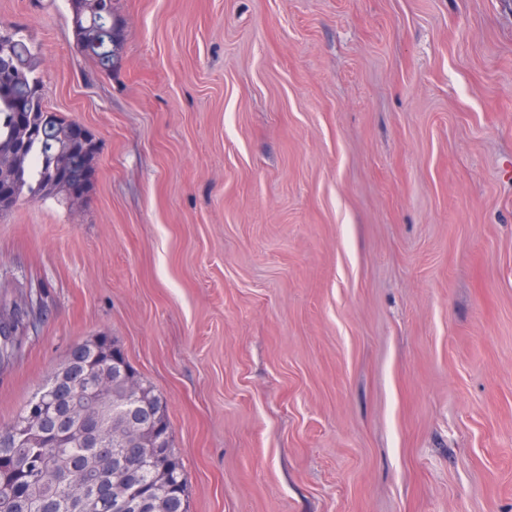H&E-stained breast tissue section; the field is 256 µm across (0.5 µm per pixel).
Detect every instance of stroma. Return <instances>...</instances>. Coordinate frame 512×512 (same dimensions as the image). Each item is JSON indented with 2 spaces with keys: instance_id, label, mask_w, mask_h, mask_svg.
I'll use <instances>...</instances> for the list:
<instances>
[{
  "instance_id": "1",
  "label": "stroma",
  "mask_w": 512,
  "mask_h": 512,
  "mask_svg": "<svg viewBox=\"0 0 512 512\" xmlns=\"http://www.w3.org/2000/svg\"><path fill=\"white\" fill-rule=\"evenodd\" d=\"M0 0L85 202L0 215L41 294L10 421L110 336L167 402L189 512H512V0ZM96 1L70 0L78 46L101 69L110 61V57L105 56L100 51V46L105 40L103 26L108 29L107 37L112 56H114L116 49V39L112 27H108L106 22L100 21L101 16L98 13Z\"/></svg>"
}]
</instances>
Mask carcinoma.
<instances>
[{"label": "carcinoma", "instance_id": "cac0c4a2", "mask_svg": "<svg viewBox=\"0 0 512 512\" xmlns=\"http://www.w3.org/2000/svg\"><path fill=\"white\" fill-rule=\"evenodd\" d=\"M70 2L79 48L97 67L107 65L110 58L101 53L100 45L106 41L110 43V52H115L114 30L110 28L108 33H103L104 23L96 0ZM6 60L13 70L29 78L15 94L28 99V123L36 137L15 128L13 102L0 97V150L13 153L19 190L29 200L64 199L65 192L50 183L52 157L69 152L74 176L80 178L93 172L98 152L69 150L68 130L72 122L44 105L42 81L38 76L39 53L26 38H13ZM33 309L31 293L26 295L23 303H16L10 309L0 306V365L21 351L20 336L29 326ZM74 358L82 364V373L91 381L88 385L80 380L74 387L75 396L85 406H90L92 388L98 383L102 382L108 388V404L96 419L105 442L104 452L81 446L55 448L27 434L24 428L26 413L48 388L49 383H44L10 422L0 424V460L11 463L9 468L0 467V512H75L71 501L76 494L83 498L81 512H188V477L171 438L162 444L170 469L161 470L154 460L152 448H147L138 461L136 480L128 484L125 502L118 504L106 496L85 491V487L97 483L103 476L114 483L125 482L121 463L124 455L122 435L127 427L139 421L144 406H149L160 421L167 423L169 419L165 400L143 376H138L142 397L131 399L126 395L127 380L133 370L112 367L93 340L76 344ZM35 455L49 460V467L34 473L25 470L21 462Z\"/></svg>", "mask_w": 512, "mask_h": 512}]
</instances>
